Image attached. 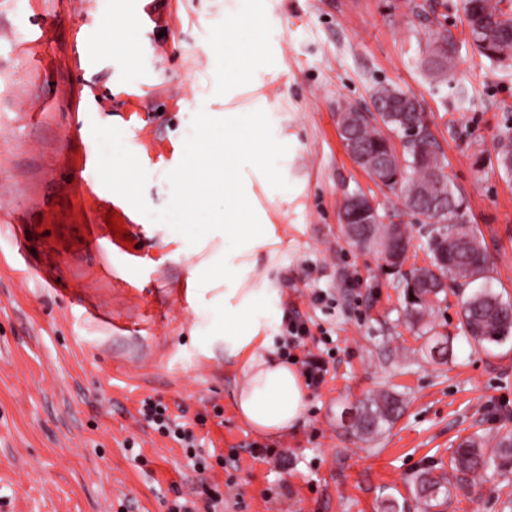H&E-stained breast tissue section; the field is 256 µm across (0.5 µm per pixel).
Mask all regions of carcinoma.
<instances>
[{
	"instance_id": "carcinoma-1",
	"label": "carcinoma",
	"mask_w": 512,
	"mask_h": 512,
	"mask_svg": "<svg viewBox=\"0 0 512 512\" xmlns=\"http://www.w3.org/2000/svg\"><path fill=\"white\" fill-rule=\"evenodd\" d=\"M468 34L478 53L497 61L512 60V0H464ZM453 42L444 31L432 30L426 44L423 69L432 77L445 78L453 63ZM372 97L393 98L404 106L393 112L374 116L367 111L358 116L346 142L353 141L359 149L361 166L380 184L399 190L401 206L436 225L431 230L430 265L416 269L404 283L407 315L419 321L432 308L434 300L445 292L441 284L450 278L454 284L474 282L475 274L487 278L491 259L482 235L469 225L468 206L463 196L453 188L446 172L440 146L428 130L427 115L419 101L390 84H379ZM400 140L403 152L397 154L392 139ZM498 164L512 170V137L505 136L496 145ZM446 197L448 212H440L432 203ZM386 213L375 209L372 234L355 245L363 249L381 250L397 231L394 223L386 224ZM460 323L473 342L481 347L501 345L512 338V304L499 294L481 289L461 303ZM359 424L354 434L374 437L398 419L400 400L389 392L369 396L360 401ZM499 451L487 455L476 437L463 439L449 461L452 476L436 474L428 469L412 481L415 495L423 501L426 512L445 504L451 495V478L475 475L490 468H512V429L500 435Z\"/></svg>"
}]
</instances>
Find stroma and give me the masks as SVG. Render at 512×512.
<instances>
[{
    "mask_svg": "<svg viewBox=\"0 0 512 512\" xmlns=\"http://www.w3.org/2000/svg\"><path fill=\"white\" fill-rule=\"evenodd\" d=\"M131 8L0 0V512H169L173 486L191 492L199 477L140 421L149 396L190 420L204 414L195 431L224 512H423L415 474L447 468L472 433L491 449L512 428V339L469 344L467 287L410 325L404 277L428 261L430 226L403 216L401 269L346 238V195L399 200L347 152L337 108L371 107L380 83L419 99L494 257L488 282L512 301V172L494 151L512 136V65L478 54L463 0H141L134 27ZM438 22L456 47L443 81L421 66ZM234 23L258 61L233 84L224 32ZM77 49L92 53L81 72ZM228 112L261 114L271 146L265 165L246 157L236 171L275 239L253 249L248 275L277 291L267 333L280 338L296 312L325 335L326 379L278 436L242 420L241 364L224 358L220 270L244 242L196 231L180 205L189 151ZM88 149L95 162L77 172ZM55 198L83 212L100 249L56 243L72 224L54 223ZM111 209L133 246L110 233ZM444 340L449 356H431ZM379 391L398 394L403 412L358 438L340 415ZM255 448L273 454L256 459ZM446 512H512V473L469 478Z\"/></svg>",
    "mask_w": 512,
    "mask_h": 512,
    "instance_id": "obj_1",
    "label": "stroma"
}]
</instances>
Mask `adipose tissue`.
I'll return each mask as SVG.
<instances>
[{
	"label": "adipose tissue",
	"instance_id": "ef3b65f1",
	"mask_svg": "<svg viewBox=\"0 0 512 512\" xmlns=\"http://www.w3.org/2000/svg\"><path fill=\"white\" fill-rule=\"evenodd\" d=\"M259 121L251 115L238 117L235 136L209 134L200 150L190 158V168L201 172L209 166L224 171L226 194L238 197L237 209L225 212L223 231L243 233L248 248L268 244L266 225L253 219L246 194L234 178L243 155L253 154L254 135ZM255 163L262 155L253 154ZM251 264L240 260L224 266V354L244 358L245 381L236 394L237 409L242 419L257 433L279 435L296 424L306 406V388L297 369L275 355L271 337L265 336L262 321L272 297L268 288L246 287V274Z\"/></svg>",
	"mask_w": 512,
	"mask_h": 512
}]
</instances>
